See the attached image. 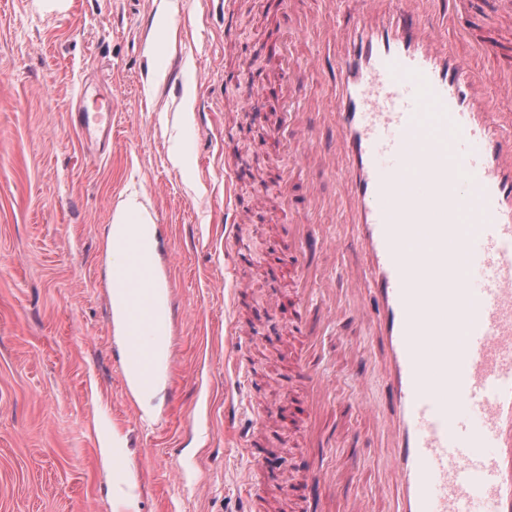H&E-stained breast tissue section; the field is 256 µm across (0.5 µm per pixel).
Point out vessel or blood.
Returning <instances> with one entry per match:
<instances>
[{"label": "vessel or blood", "mask_w": 512, "mask_h": 512, "mask_svg": "<svg viewBox=\"0 0 512 512\" xmlns=\"http://www.w3.org/2000/svg\"><path fill=\"white\" fill-rule=\"evenodd\" d=\"M299 32H315L316 61L332 74L319 123L305 98L279 103L283 133L318 147L336 180L362 262L347 269L382 346L361 354L386 392L388 466L395 512H512V50L488 58L512 16V0H365L341 16V0H316ZM82 134L110 135L112 115L78 110ZM335 135L320 149V130ZM328 205L316 194L287 198L283 264L295 297L288 325L298 341L301 438L315 454L297 490L303 512H325L336 486L322 449L336 435L313 417L336 399L314 355V320L332 325L330 284L316 254L330 239ZM468 215L474 229L461 235ZM224 259L241 255L232 181L224 183Z\"/></svg>", "instance_id": "b4317fda"}]
</instances>
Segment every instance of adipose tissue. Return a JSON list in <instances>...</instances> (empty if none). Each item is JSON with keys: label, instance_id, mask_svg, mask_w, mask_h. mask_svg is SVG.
<instances>
[{"label": "adipose tissue", "instance_id": "ef3b65f1", "mask_svg": "<svg viewBox=\"0 0 512 512\" xmlns=\"http://www.w3.org/2000/svg\"><path fill=\"white\" fill-rule=\"evenodd\" d=\"M155 239L154 218L139 198L130 195L120 200L112 212L106 246L110 249L119 243L127 246L134 259L135 272L148 273L147 291L158 304L163 305L168 301L170 290L165 277L155 272L156 252L148 247L149 242ZM132 294V288L124 280L110 278L112 326L123 354L124 381L140 408L142 420L147 421L152 417V400L168 381L169 342L162 339L153 345V375L144 377L142 356L132 345L134 329L128 317Z\"/></svg>", "mask_w": 512, "mask_h": 512}]
</instances>
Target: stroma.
<instances>
[{
  "label": "stroma",
  "mask_w": 512,
  "mask_h": 512,
  "mask_svg": "<svg viewBox=\"0 0 512 512\" xmlns=\"http://www.w3.org/2000/svg\"><path fill=\"white\" fill-rule=\"evenodd\" d=\"M236 37L226 40L224 0H0V512H239L249 459L238 446L241 413L227 422L235 379L224 332L225 287L239 279L237 353L260 385L258 405L277 410L294 395L295 341L263 334L269 303L292 296L277 267L282 193L337 181L283 183L289 160L270 137L273 86L290 81L270 60L283 36L266 0H235ZM166 14L168 32L155 29ZM311 42L294 44L308 97L327 76L309 68ZM86 98H78L79 88ZM114 114L108 147L82 137L79 103ZM241 159L238 231L247 244L237 270L224 264V151ZM188 157L174 167L172 153ZM137 193L157 225L159 267L171 285L169 378L143 422L129 395L115 343L106 238L120 195ZM335 259L324 261L343 326L316 350L336 391L328 417L351 445L324 449L336 476L332 512L360 501L392 512L377 461L387 443L374 409L385 405L378 372L358 363L370 345L367 321L336 264L357 251L336 226ZM121 435L135 473L126 496L99 458V436ZM300 425L259 427L262 447L289 466L256 471L259 512H300L291 490L308 467Z\"/></svg>",
  "instance_id": "stroma-1"
}]
</instances>
